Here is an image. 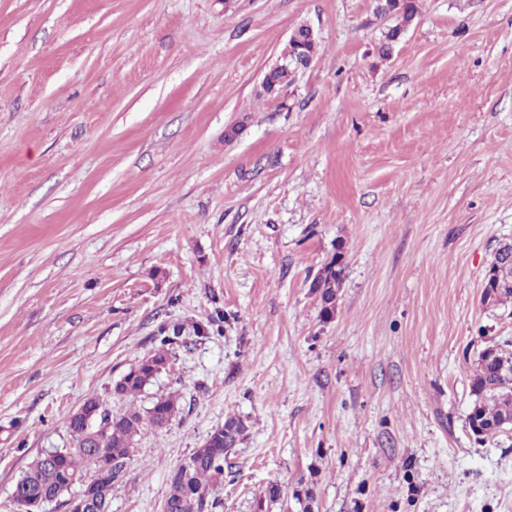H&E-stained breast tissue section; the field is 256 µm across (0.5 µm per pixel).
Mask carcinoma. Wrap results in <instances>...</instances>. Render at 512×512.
I'll return each instance as SVG.
<instances>
[{
	"label": "carcinoma",
	"mask_w": 512,
	"mask_h": 512,
	"mask_svg": "<svg viewBox=\"0 0 512 512\" xmlns=\"http://www.w3.org/2000/svg\"><path fill=\"white\" fill-rule=\"evenodd\" d=\"M403 9L404 13L396 16L397 23L393 29L385 34L386 40L399 36L401 27L415 17L417 6L414 0L403 3ZM291 74L292 70L286 66L270 69L263 79L264 91L279 90L288 83ZM507 251V245L499 246L487 270L489 286L495 293L497 304L512 300V265H504ZM339 276L340 271L331 263L310 285L319 296L321 314L325 318L331 317L336 309ZM178 339L177 330L158 329L156 348L116 382L115 395L133 397L140 394L171 360V346L177 344ZM494 345L498 349V357L489 361L478 356L470 387L474 400L468 423L473 435L480 440L503 431L501 423L504 418L512 416V339L496 341ZM91 404L99 408L105 426L88 430L84 419L69 418L72 447L58 449L59 455L51 467L39 459L35 460L16 482L15 495L24 498L46 491L60 497L70 492L64 480L72 476L86 480L97 499L99 512H111L112 486L123 476L140 431L146 426L165 427L180 410L177 396L171 393L154 397L149 406L142 409L130 407L117 413L96 397L91 398ZM245 430L240 420L227 418L224 425L210 433L201 447L171 471L165 512H216L220 508L219 500L211 495V488L223 479L227 454L241 442Z\"/></svg>",
	"instance_id": "cac0c4a2"
}]
</instances>
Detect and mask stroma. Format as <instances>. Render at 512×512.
Segmentation results:
<instances>
[{
  "instance_id": "stroma-1",
  "label": "stroma",
  "mask_w": 512,
  "mask_h": 512,
  "mask_svg": "<svg viewBox=\"0 0 512 512\" xmlns=\"http://www.w3.org/2000/svg\"><path fill=\"white\" fill-rule=\"evenodd\" d=\"M415 3L386 52L375 0H0V512L87 398L166 393L112 512H163L229 417L220 512L272 486L265 512H512V431L468 425L479 351L512 338L482 302L512 241V0ZM305 23L317 56L266 93ZM340 273L341 270H336L335 262H332L311 283L312 290L319 296L324 318H330L336 309V286ZM178 330L181 331V329L173 328L171 333L163 329V326L158 329V333L155 335L156 348L152 353L144 356L133 370L116 382L113 388L115 395L135 397L162 372V369H166L163 366L165 363L168 365L172 357L170 347L176 345L180 338Z\"/></svg>"
}]
</instances>
